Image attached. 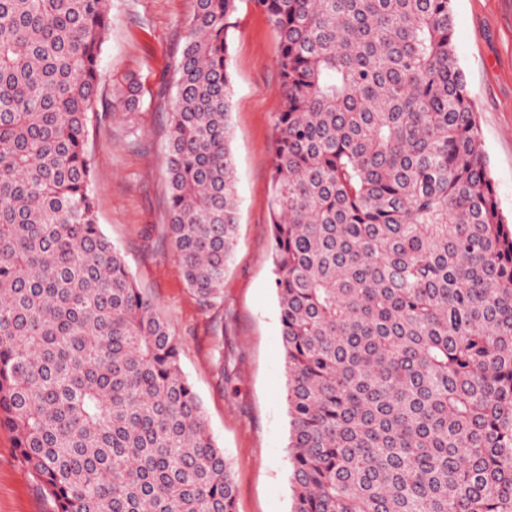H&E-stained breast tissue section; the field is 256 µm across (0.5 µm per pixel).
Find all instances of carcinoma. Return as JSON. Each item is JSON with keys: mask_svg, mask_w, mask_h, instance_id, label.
Segmentation results:
<instances>
[{"mask_svg": "<svg viewBox=\"0 0 512 512\" xmlns=\"http://www.w3.org/2000/svg\"><path fill=\"white\" fill-rule=\"evenodd\" d=\"M172 64L167 233L224 303L237 238L230 35ZM272 26L271 260L292 512H512V227L452 0H249ZM108 0H0V427L52 512H236L166 318L103 234L89 112ZM141 85L126 79L123 106Z\"/></svg>", "mask_w": 512, "mask_h": 512, "instance_id": "carcinoma-1", "label": "carcinoma"}]
</instances>
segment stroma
<instances>
[{"instance_id":"stroma-1","label":"stroma","mask_w":512,"mask_h":512,"mask_svg":"<svg viewBox=\"0 0 512 512\" xmlns=\"http://www.w3.org/2000/svg\"><path fill=\"white\" fill-rule=\"evenodd\" d=\"M111 28L88 124L92 192L104 235L124 255L179 344L180 364L231 464L236 512H291L289 416L278 305L272 286L268 185L271 125L282 103L277 42L266 16L242 0L231 44V147L240 210L224 273V305L201 306L167 237L163 167L172 61L195 0H109ZM460 66L475 101L501 209L512 218V0H452ZM143 84L136 111L121 109L128 76ZM50 500L0 428V512H51Z\"/></svg>"}]
</instances>
